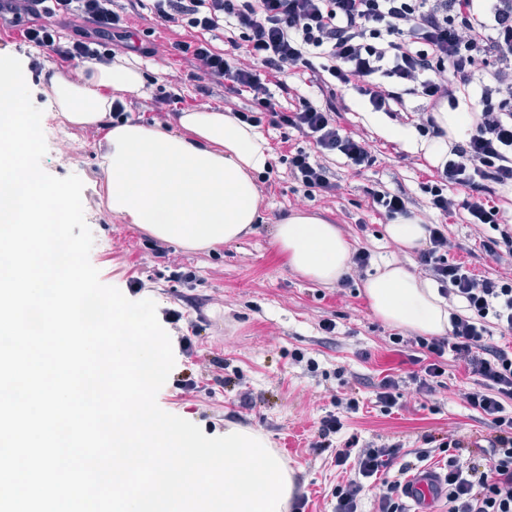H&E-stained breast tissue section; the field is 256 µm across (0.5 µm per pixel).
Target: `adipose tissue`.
<instances>
[{
	"instance_id": "1",
	"label": "adipose tissue",
	"mask_w": 512,
	"mask_h": 512,
	"mask_svg": "<svg viewBox=\"0 0 512 512\" xmlns=\"http://www.w3.org/2000/svg\"><path fill=\"white\" fill-rule=\"evenodd\" d=\"M50 85L70 124L110 127L99 165L113 214L190 250L211 249L251 232L259 218L255 177L270 159L255 127L210 107L179 113L173 127H147L130 119L113 124L112 100L102 88L147 93L139 63L122 56L109 65H86L71 77L53 74ZM434 118L441 133L430 139L417 140L405 128L388 134L423 152L432 164L445 163L449 143L468 135L472 116L444 109ZM274 242L293 269L319 283H333L349 268V243L319 217L291 215L276 225ZM364 288L375 315L392 325L422 336H444L451 328L446 299L399 263H384Z\"/></svg>"
}]
</instances>
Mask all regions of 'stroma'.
I'll use <instances>...</instances> for the list:
<instances>
[{"instance_id":"obj_1","label":"stroma","mask_w":512,"mask_h":512,"mask_svg":"<svg viewBox=\"0 0 512 512\" xmlns=\"http://www.w3.org/2000/svg\"><path fill=\"white\" fill-rule=\"evenodd\" d=\"M171 37V32L157 29L151 40L158 52L141 61L149 93L138 98L131 112L136 121H143L166 77L183 68L165 50ZM0 55L21 61L32 101L43 111V169L56 177L78 175L84 183L85 220L95 238L90 262L101 281L124 295L154 300L158 310L182 314L165 330L173 339L190 337L192 353L174 354L170 380L157 395L164 411L195 423L209 437L223 433L230 423L263 433L287 460L296 494L308 500L305 512H329L331 489L342 479L334 454L349 437H357L363 446L398 440L410 450L419 447L426 433H453L471 444L490 437L489 422L464 400L473 377L452 354L444 356L448 374L443 386L428 396L416 393L408 377L412 364L389 341L396 326L374 314L363 288L386 260L415 274L420 271L416 252L389 239V217L372 206L370 191L381 185L408 194L412 219L447 223L455 244L449 261L464 263L480 275L512 274V261H496L484 248L485 241L499 238V231L459 218L447 221L426 207L420 188L427 179L426 158L383 133L387 127L405 126L404 115L372 114L367 99L347 89L339 92L335 104L340 122L365 137L374 162L358 170L343 158H331L336 189L312 197L289 176L284 160L290 149L304 146V139L293 129L262 125L259 132L271 149L272 173L257 183L259 223L235 242L193 252L160 242L112 214L98 165L105 128L68 123L53 100L47 75L66 76L69 68L42 61L37 49L19 39H0ZM37 60L42 61V70L32 69ZM296 212L335 224L352 248L369 249V266L349 269V282L343 287L302 276L273 241L275 224ZM325 319L335 321V335L321 331L319 324ZM388 373L402 378L400 406L389 415L377 406L372 388ZM188 374L197 387L184 394L174 382ZM219 374L238 375L239 382L217 386L214 378ZM242 387L252 394L251 407L238 402ZM347 394L359 399V412L345 419L332 448H313L319 419L333 410L335 397Z\"/></svg>"}]
</instances>
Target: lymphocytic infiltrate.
<instances>
[{
    "instance_id": "obj_1",
    "label": "lymphocytic infiltrate",
    "mask_w": 512,
    "mask_h": 512,
    "mask_svg": "<svg viewBox=\"0 0 512 512\" xmlns=\"http://www.w3.org/2000/svg\"><path fill=\"white\" fill-rule=\"evenodd\" d=\"M0 9L21 23L23 15L41 19L23 25L25 42L50 61L69 66L112 60V43L129 38L126 18L112 0H0ZM54 16L90 22L92 31L64 37L51 24ZM152 19L170 31H188L171 42L170 53L187 65L185 75L170 76L168 89L156 94V112L180 111L185 83L207 79L212 87L248 94L253 108L237 118L252 126H286L308 145L288 155V172L307 194L330 192V169L312 153L340 154L352 165H372L364 140L348 133L334 104L300 99L283 111L270 90L281 75L309 70L317 89L349 87L366 97L373 111L391 112L414 96L424 105L415 121L422 134L441 132L433 117L441 106L457 108L467 100L473 116L465 143L451 145L448 159L421 185L432 209L470 224H490L500 238L490 246L495 258L512 257V230L503 229L498 206L476 199L461 202L453 186L474 191L495 184L512 187V0H153ZM227 27L226 51H215L208 32ZM321 58L313 67L312 58ZM487 79L476 82L475 77ZM429 243L417 252L418 264L442 297L459 302L445 336L393 337V344L422 349L428 359L410 377L421 395L441 385L445 353H453L475 378L464 398L491 424L494 433L481 447V460L465 456L457 435H423L421 448L407 452L398 441L358 447L348 438L336 450L344 477L331 493V512H363L365 494L372 512H406L403 489L415 463L441 458L448 512H512V343L488 342L489 324L512 330V277L472 273L449 261L452 244L440 224L428 225Z\"/></svg>"
}]
</instances>
